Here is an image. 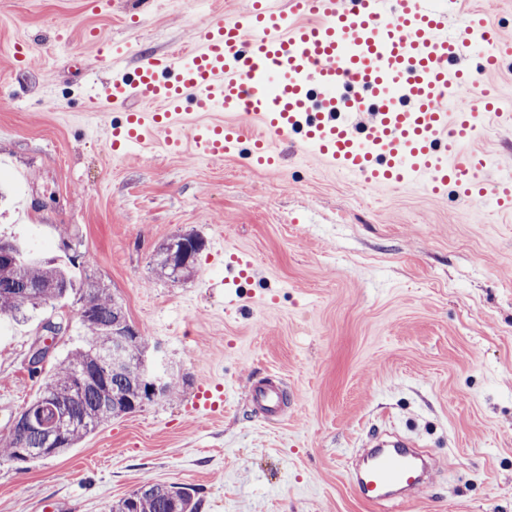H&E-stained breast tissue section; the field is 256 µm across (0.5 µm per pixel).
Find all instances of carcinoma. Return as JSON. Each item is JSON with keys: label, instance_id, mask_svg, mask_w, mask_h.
<instances>
[{"label": "carcinoma", "instance_id": "obj_1", "mask_svg": "<svg viewBox=\"0 0 512 512\" xmlns=\"http://www.w3.org/2000/svg\"><path fill=\"white\" fill-rule=\"evenodd\" d=\"M64 258L36 260L28 257L13 240L0 238V316L25 318L54 302L71 296L79 303L78 318L86 331L83 342L57 362L39 388L34 402L66 392L75 372L83 370L90 381L66 401L70 424L57 436V454L75 447L81 440L114 419L134 413L148 399L147 385L123 365H105L112 349V324L126 317L122 303L109 288L87 275L77 279L73 268L78 255L63 242ZM25 280L30 295L19 300L15 288ZM50 441L40 431H10L0 445V458L20 463L42 459L40 449ZM201 499L187 487L145 482L112 504L110 512H199Z\"/></svg>", "mask_w": 512, "mask_h": 512}]
</instances>
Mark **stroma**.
<instances>
[{
  "label": "stroma",
  "instance_id": "35a3bbf8",
  "mask_svg": "<svg viewBox=\"0 0 512 512\" xmlns=\"http://www.w3.org/2000/svg\"><path fill=\"white\" fill-rule=\"evenodd\" d=\"M251 0H0V236L38 259L72 240L152 345L169 400L112 420L66 453L0 460V512H108L144 482L197 489L201 512H376L354 494L348 459L375 431L416 438L441 468L398 512H512V212L455 185L376 187L296 143L281 165L220 160L163 137L116 156L118 111L89 108L86 77L134 70L192 44L197 27ZM486 9L512 40V0H459L448 28ZM489 180L512 174V125L475 142ZM204 241L192 276L158 277L159 247ZM251 284L227 288L231 260ZM84 334L65 300L0 320V437L39 391L29 352L47 322ZM288 399L268 419L248 399L262 379ZM224 403L196 413L200 389Z\"/></svg>",
  "mask_w": 512,
  "mask_h": 512
}]
</instances>
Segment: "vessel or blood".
Listing matches in <instances>:
<instances>
[{
  "mask_svg": "<svg viewBox=\"0 0 512 512\" xmlns=\"http://www.w3.org/2000/svg\"><path fill=\"white\" fill-rule=\"evenodd\" d=\"M431 0H253L248 12L214 16L191 47L142 61L133 72L102 82L90 77L93 108L124 106L108 139L113 149L161 133L181 146L190 122L198 151L220 159L248 143L254 166L276 168V146L299 142L331 168L374 186L427 180L432 191L453 183L471 200L496 197L512 208V179L486 182L482 154L464 152L495 108L480 98L469 112H451L454 94L470 83L460 63L481 55L483 72L512 58V43L485 12L449 31ZM130 101L149 111L127 109ZM231 123H194L191 113L216 106ZM282 392L254 386L251 401L278 415ZM427 461L410 440L394 435L364 454L350 479L367 504L395 502L426 488Z\"/></svg>",
  "mask_w": 512,
  "mask_h": 512,
  "instance_id": "obj_1",
  "label": "vessel or blood"
}]
</instances>
